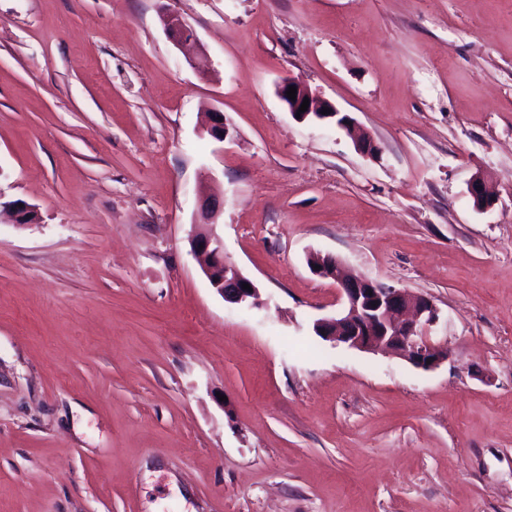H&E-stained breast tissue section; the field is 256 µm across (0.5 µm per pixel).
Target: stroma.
Instances as JSON below:
<instances>
[{
  "instance_id": "obj_1",
  "label": "stroma",
  "mask_w": 512,
  "mask_h": 512,
  "mask_svg": "<svg viewBox=\"0 0 512 512\" xmlns=\"http://www.w3.org/2000/svg\"><path fill=\"white\" fill-rule=\"evenodd\" d=\"M0 200V512H512V0H0ZM312 252L431 297L447 361L316 336ZM289 86H296V100L287 97L286 91ZM276 93L288 111L300 121H332L339 126L353 141L354 148L361 155L374 158L381 152L377 142L369 134L360 131L357 123L348 115H341V112L326 99L320 98L316 92H313L306 84L295 79L282 80L276 87ZM305 97L309 99L307 111L300 113L297 118L298 110ZM323 108H327V114H322ZM219 212L216 202L209 199L203 201L200 222L196 224H202L198 226L209 229L199 230L192 236V250L200 259L204 274L211 286L224 297V300L248 307H258L262 304L258 287L253 280L228 261L224 255V242L213 231ZM200 245H203V248H200ZM243 284H249L252 291L243 289Z\"/></svg>"
}]
</instances>
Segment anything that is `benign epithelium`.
<instances>
[{
  "label": "benign epithelium",
  "mask_w": 512,
  "mask_h": 512,
  "mask_svg": "<svg viewBox=\"0 0 512 512\" xmlns=\"http://www.w3.org/2000/svg\"><path fill=\"white\" fill-rule=\"evenodd\" d=\"M165 30L177 44L185 45L195 40L194 31L175 15L167 19ZM291 86L297 89L294 100L286 94ZM276 93L288 111L294 116L300 115L302 121H335L351 137L355 150L361 155L374 158L381 152L373 137L360 131L353 118L341 114L332 103L319 97L303 82L284 79L277 85ZM306 98L309 99V107L301 113L299 108ZM207 130L219 141H231L236 136L235 128L227 123L222 112L211 113ZM468 192L482 207L492 204L482 177L477 175L471 179ZM8 212L14 223L22 225L31 223L32 216L36 214L33 206L19 200L8 204ZM219 212L217 203L209 199L203 201L200 224L205 229L192 236V250L200 259L211 286L224 300L258 307L262 304L259 288L228 261L224 255V242L213 231ZM307 265L314 275L333 281L344 299V311L340 316L319 318L313 324V331L324 340L334 345L343 344L365 352L398 357L425 371L433 370L448 360L447 351L429 336L430 327L440 320V310L430 297L413 298L402 289L355 277L345 270L336 256L329 253H309ZM245 284L250 285V289L243 288Z\"/></svg>",
  "instance_id": "1"
}]
</instances>
